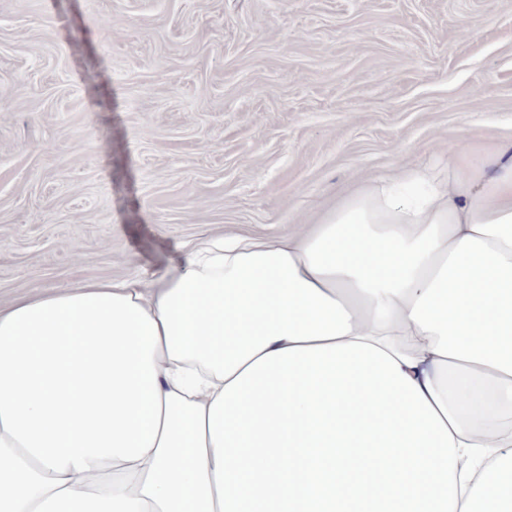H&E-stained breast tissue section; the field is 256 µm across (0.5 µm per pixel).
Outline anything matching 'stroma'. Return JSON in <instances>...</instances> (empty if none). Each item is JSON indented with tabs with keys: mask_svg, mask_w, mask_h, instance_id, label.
I'll list each match as a JSON object with an SVG mask.
<instances>
[{
	"mask_svg": "<svg viewBox=\"0 0 512 512\" xmlns=\"http://www.w3.org/2000/svg\"><path fill=\"white\" fill-rule=\"evenodd\" d=\"M510 140L512 0H0V303Z\"/></svg>",
	"mask_w": 512,
	"mask_h": 512,
	"instance_id": "35a3bbf8",
	"label": "stroma"
}]
</instances>
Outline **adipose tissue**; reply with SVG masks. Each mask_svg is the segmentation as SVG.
Returning <instances> with one entry per match:
<instances>
[{"label": "adipose tissue", "mask_w": 512, "mask_h": 512, "mask_svg": "<svg viewBox=\"0 0 512 512\" xmlns=\"http://www.w3.org/2000/svg\"><path fill=\"white\" fill-rule=\"evenodd\" d=\"M499 409L512 142L0 307V512H512Z\"/></svg>", "instance_id": "1"}]
</instances>
